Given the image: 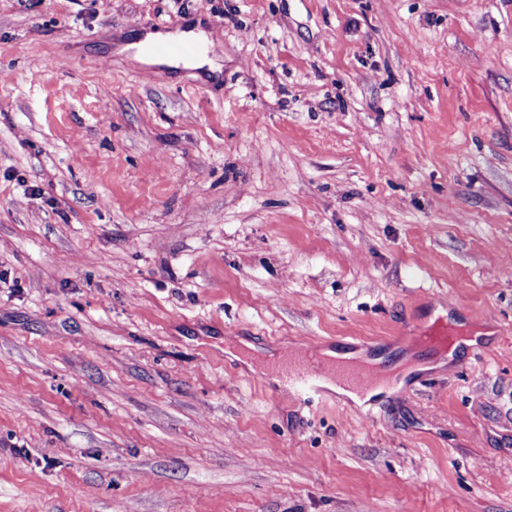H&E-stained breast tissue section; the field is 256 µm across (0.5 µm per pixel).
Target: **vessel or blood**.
<instances>
[{
	"mask_svg": "<svg viewBox=\"0 0 512 512\" xmlns=\"http://www.w3.org/2000/svg\"><path fill=\"white\" fill-rule=\"evenodd\" d=\"M464 338L458 325L444 320L414 327L408 336L413 344L444 350L452 348ZM330 377L359 392L371 390L379 379L374 371L343 362L329 363L319 353L307 351L300 356L296 369L289 374V391L299 398H311L323 393V382Z\"/></svg>",
	"mask_w": 512,
	"mask_h": 512,
	"instance_id": "1",
	"label": "vessel or blood"
}]
</instances>
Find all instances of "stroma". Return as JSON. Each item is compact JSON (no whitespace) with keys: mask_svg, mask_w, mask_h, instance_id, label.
I'll use <instances>...</instances> for the list:
<instances>
[{"mask_svg":"<svg viewBox=\"0 0 512 512\" xmlns=\"http://www.w3.org/2000/svg\"><path fill=\"white\" fill-rule=\"evenodd\" d=\"M0 512H512V0H0ZM187 31H182L177 34L161 33V32H147L144 37L138 42V51L134 57L137 62L145 64L163 63L171 67L178 68L180 64L185 68H202L208 65L212 73L220 72V65L215 64L212 59L207 57V49L205 48L204 54L195 56L191 59H167L161 55L152 54L146 50L148 45H159L171 41H184L203 39L204 43L208 42L204 32L198 26ZM411 343L433 349H451L456 343L465 339L475 340L480 347L481 341L474 336H465L460 327L444 320H436L432 324L416 326L404 336ZM329 377L359 392L371 390L379 379L375 371L343 362L327 363L319 353L307 351L300 356L296 369L289 372V392L300 399L311 398L324 392L322 384Z\"/></svg>","mask_w":512,"mask_h":512,"instance_id":"stroma-1","label":"stroma"}]
</instances>
